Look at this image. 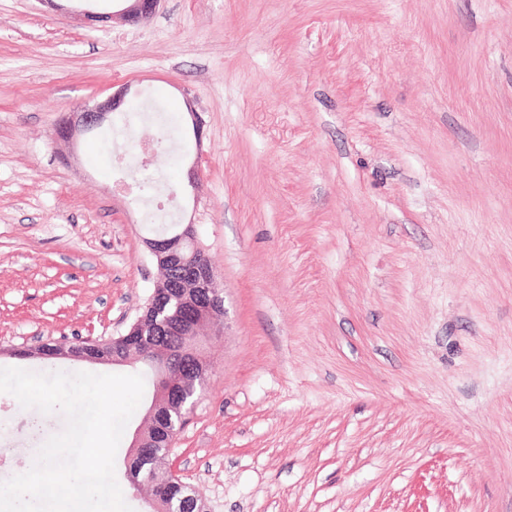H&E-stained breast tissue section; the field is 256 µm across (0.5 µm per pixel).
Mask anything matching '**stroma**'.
I'll use <instances>...</instances> for the list:
<instances>
[{
    "label": "stroma",
    "mask_w": 512,
    "mask_h": 512,
    "mask_svg": "<svg viewBox=\"0 0 512 512\" xmlns=\"http://www.w3.org/2000/svg\"><path fill=\"white\" fill-rule=\"evenodd\" d=\"M84 7L0 0V368L124 332L190 222L225 315L170 460L211 512H512V0ZM64 426L0 393V481ZM162 0H121L124 6L112 12H96L83 10L81 15L86 24L94 26L102 24H128L135 25L152 17ZM129 92L128 85L121 87L106 99L84 105L79 111L73 112L58 124V139L69 143L75 139L79 131L87 132L101 127L108 121L112 112L120 107Z\"/></svg>",
    "instance_id": "1"
}]
</instances>
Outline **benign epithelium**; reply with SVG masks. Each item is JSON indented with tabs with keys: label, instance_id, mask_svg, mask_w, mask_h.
I'll list each match as a JSON object with an SVG mask.
<instances>
[{
	"label": "benign epithelium",
	"instance_id": "7a95c632",
	"mask_svg": "<svg viewBox=\"0 0 512 512\" xmlns=\"http://www.w3.org/2000/svg\"><path fill=\"white\" fill-rule=\"evenodd\" d=\"M160 3L161 0H124V6L119 10H84L82 16L90 26L97 23L135 25L152 17ZM129 92L130 87L124 86L102 101L81 107L58 124V139L69 143L78 132L101 127ZM143 243L158 269H176L183 279L173 280L161 294L153 292L128 329L108 338L112 342L111 362L114 365L156 362L163 367L157 387L165 394L166 411L159 415L152 407L148 416H160L159 429L173 439L196 402H187L186 379L181 372L184 353L165 348L158 343V337L183 336L187 330L201 335L202 329L225 314L224 301L217 289L211 261L198 246L195 225L182 224L171 235L146 238ZM173 412L177 413L175 421L171 416Z\"/></svg>",
	"mask_w": 512,
	"mask_h": 512
}]
</instances>
